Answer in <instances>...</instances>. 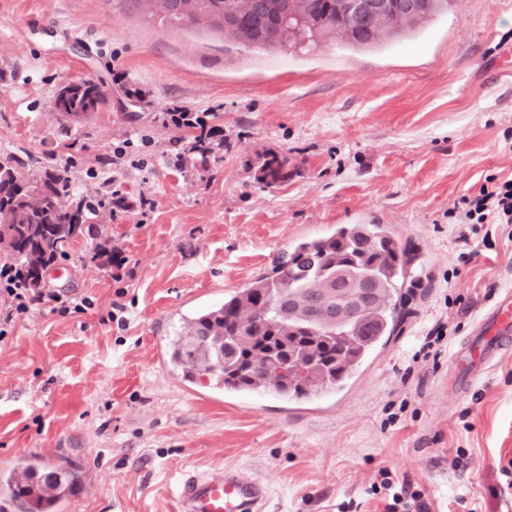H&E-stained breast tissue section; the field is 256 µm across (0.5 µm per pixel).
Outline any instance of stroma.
I'll return each mask as SVG.
<instances>
[{"mask_svg": "<svg viewBox=\"0 0 512 512\" xmlns=\"http://www.w3.org/2000/svg\"><path fill=\"white\" fill-rule=\"evenodd\" d=\"M509 52L512 0H459L373 49L299 54L148 19L135 0H0V159L34 181L68 169L71 197L111 214L44 278L92 308L33 307L0 339V477L64 459L83 481L58 512H171L186 475L227 468L269 487L267 512H382L385 467L430 512H512V350L448 386L512 291V224L449 216L487 178L512 179ZM84 81L108 102L73 127L54 102ZM176 107L209 112L223 147L193 152ZM273 157L291 176L266 188ZM347 224L414 243L428 281L342 390L227 392L168 364L185 319ZM105 241L123 268L94 258Z\"/></svg>", "mask_w": 512, "mask_h": 512, "instance_id": "obj_1", "label": "stroma"}]
</instances>
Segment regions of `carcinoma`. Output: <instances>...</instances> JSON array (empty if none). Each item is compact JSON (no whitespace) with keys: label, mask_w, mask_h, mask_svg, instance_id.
<instances>
[{"label":"carcinoma","mask_w":512,"mask_h":512,"mask_svg":"<svg viewBox=\"0 0 512 512\" xmlns=\"http://www.w3.org/2000/svg\"><path fill=\"white\" fill-rule=\"evenodd\" d=\"M149 13L171 23L193 26L200 13L209 15V28L253 49L279 48L291 54L309 52L341 38L348 45L369 49L398 41L425 21L448 12L442 0L418 16L391 22L371 17H340L336 0H303L308 37L293 39L288 6L293 0H251L247 14L233 11L234 0H155ZM107 104L101 86L88 82L80 93L55 108L64 114L76 106L99 110ZM258 180L265 187L288 181V161H265ZM67 170L38 184L12 165L0 164V229L18 234L11 245V268L28 287H43V274L57 257L93 229L95 204L84 199L64 206L69 195ZM41 195L47 208L24 209V198ZM417 256L377 224H348L332 235L299 243L278 255L271 267L249 287L224 297L217 305L185 323L169 343V361L193 382L199 377L235 392L269 390L288 399H305L326 390H340L354 370L384 338L395 334L407 300L422 286ZM361 269L374 281L359 316L340 325L309 318L310 305L320 300L328 277L338 270ZM50 464L27 459L0 483L22 501L23 512H56L58 503L81 480L72 464L60 467L64 476L39 473Z\"/></svg>","instance_id":"cac0c4a2"}]
</instances>
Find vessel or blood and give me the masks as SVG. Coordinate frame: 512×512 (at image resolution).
Instances as JSON below:
<instances>
[{"instance_id":"obj_1","label":"vessel or blood","mask_w":512,"mask_h":512,"mask_svg":"<svg viewBox=\"0 0 512 512\" xmlns=\"http://www.w3.org/2000/svg\"><path fill=\"white\" fill-rule=\"evenodd\" d=\"M480 336L484 346L468 345L459 356L460 369L452 387L465 389L472 374L485 365L491 351L512 348V297L503 296L483 320ZM267 488L264 483L232 470L185 477L176 496L174 512H264Z\"/></svg>"}]
</instances>
